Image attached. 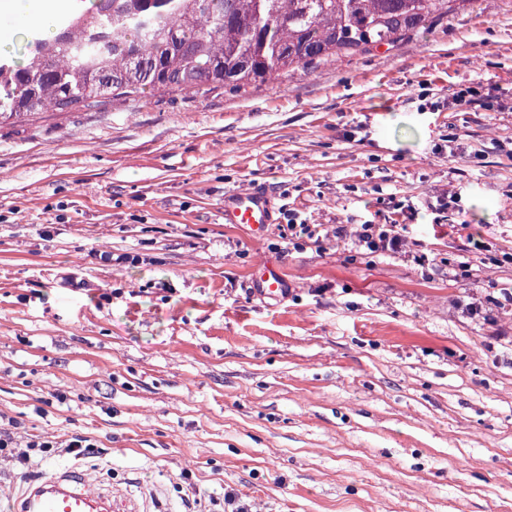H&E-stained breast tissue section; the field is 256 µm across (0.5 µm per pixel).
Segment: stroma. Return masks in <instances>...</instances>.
<instances>
[{"label": "stroma", "mask_w": 512, "mask_h": 512, "mask_svg": "<svg viewBox=\"0 0 512 512\" xmlns=\"http://www.w3.org/2000/svg\"><path fill=\"white\" fill-rule=\"evenodd\" d=\"M256 183L321 245L225 223ZM392 219L428 267L331 234ZM473 237L493 258L449 277ZM507 289L512 0L244 92L1 125L0 423L56 446L0 459V504L75 465L142 512H512Z\"/></svg>", "instance_id": "35a3bbf8"}]
</instances>
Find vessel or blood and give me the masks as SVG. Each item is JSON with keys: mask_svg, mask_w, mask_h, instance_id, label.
<instances>
[{"mask_svg": "<svg viewBox=\"0 0 512 512\" xmlns=\"http://www.w3.org/2000/svg\"><path fill=\"white\" fill-rule=\"evenodd\" d=\"M224 221L264 229L274 223L269 190L261 185L224 195ZM11 512H127L116 489H91L84 473L64 468L31 480L11 502Z\"/></svg>", "mask_w": 512, "mask_h": 512, "instance_id": "1", "label": "vessel or blood"}]
</instances>
